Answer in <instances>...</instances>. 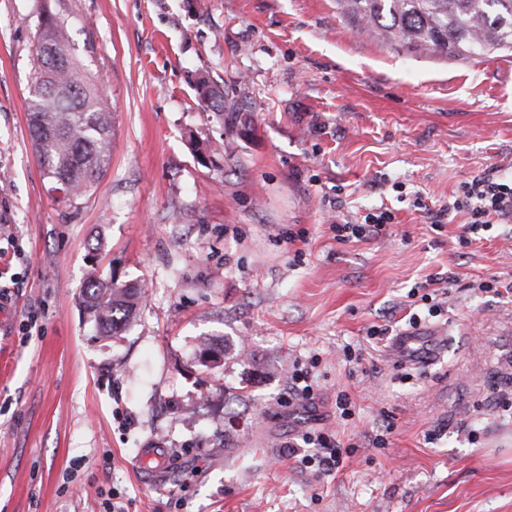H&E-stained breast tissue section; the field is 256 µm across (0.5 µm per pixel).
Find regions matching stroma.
I'll use <instances>...</instances> for the list:
<instances>
[{
	"instance_id": "obj_1",
	"label": "stroma",
	"mask_w": 512,
	"mask_h": 512,
	"mask_svg": "<svg viewBox=\"0 0 512 512\" xmlns=\"http://www.w3.org/2000/svg\"><path fill=\"white\" fill-rule=\"evenodd\" d=\"M48 14L112 114L75 207L26 122ZM489 172L512 180L510 55L382 43L336 0H0V512H512V292L476 288L512 285V219L464 247L466 213L413 207ZM381 207L384 235L336 240ZM93 267L148 289L114 336L80 305ZM307 431L337 472L288 456Z\"/></svg>"
}]
</instances>
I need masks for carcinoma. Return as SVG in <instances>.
Masks as SVG:
<instances>
[{
    "label": "carcinoma",
    "instance_id": "carcinoma-1",
    "mask_svg": "<svg viewBox=\"0 0 512 512\" xmlns=\"http://www.w3.org/2000/svg\"><path fill=\"white\" fill-rule=\"evenodd\" d=\"M349 20L373 37L397 42L425 55L469 58L512 53V0H336ZM39 42L59 54L49 83L51 94L30 96L26 113L29 134L43 173L61 185L76 204L102 179L111 159L112 113L93 82L69 52L63 26L47 19ZM206 108L224 118H239L236 105L224 107V92L207 78ZM84 310L104 335H115L133 319L142 302V287L119 284L92 268L81 289Z\"/></svg>",
    "mask_w": 512,
    "mask_h": 512
}]
</instances>
